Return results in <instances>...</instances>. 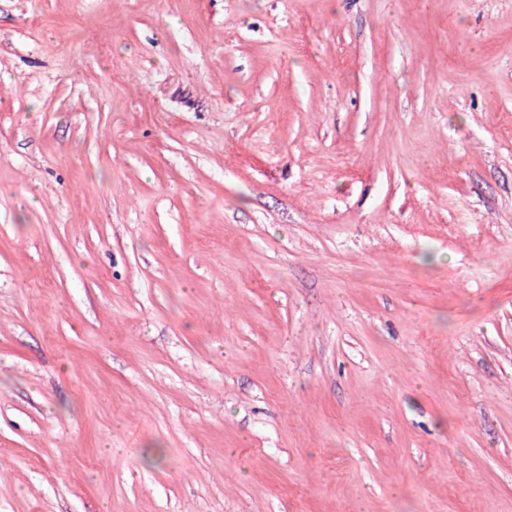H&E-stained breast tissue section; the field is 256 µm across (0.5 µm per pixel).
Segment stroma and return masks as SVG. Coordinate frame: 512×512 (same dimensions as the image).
<instances>
[{
	"instance_id": "obj_1",
	"label": "stroma",
	"mask_w": 512,
	"mask_h": 512,
	"mask_svg": "<svg viewBox=\"0 0 512 512\" xmlns=\"http://www.w3.org/2000/svg\"><path fill=\"white\" fill-rule=\"evenodd\" d=\"M0 512H512V0H0Z\"/></svg>"
}]
</instances>
